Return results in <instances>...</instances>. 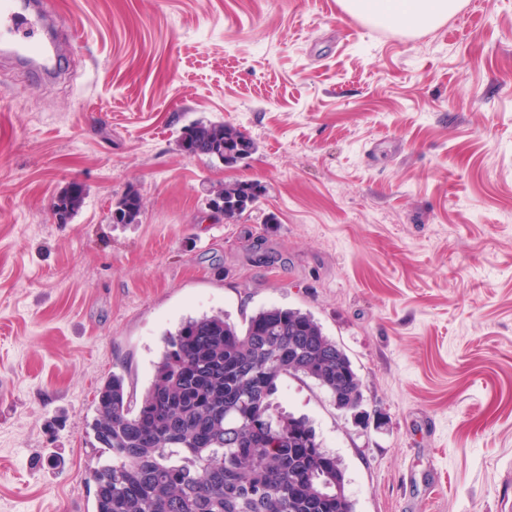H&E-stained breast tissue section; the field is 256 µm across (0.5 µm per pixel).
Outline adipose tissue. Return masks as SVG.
Masks as SVG:
<instances>
[{
    "label": "adipose tissue",
    "instance_id": "1",
    "mask_svg": "<svg viewBox=\"0 0 512 512\" xmlns=\"http://www.w3.org/2000/svg\"><path fill=\"white\" fill-rule=\"evenodd\" d=\"M346 13L368 21L416 32L442 25L464 0H342Z\"/></svg>",
    "mask_w": 512,
    "mask_h": 512
}]
</instances>
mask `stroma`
<instances>
[{"instance_id": "1", "label": "stroma", "mask_w": 512, "mask_h": 512, "mask_svg": "<svg viewBox=\"0 0 512 512\" xmlns=\"http://www.w3.org/2000/svg\"><path fill=\"white\" fill-rule=\"evenodd\" d=\"M46 5L60 76L0 61V512H92L100 384L142 392L184 317L271 305L363 378L359 418L282 383L356 512H512V0L416 35L339 0ZM201 121L256 153L188 155ZM235 180L264 192L212 220ZM130 190L138 223H112ZM85 200V192L80 184H70L57 195L52 203V210L60 218H68L77 213Z\"/></svg>"}]
</instances>
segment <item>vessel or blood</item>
Here are the masks:
<instances>
[{"mask_svg":"<svg viewBox=\"0 0 512 512\" xmlns=\"http://www.w3.org/2000/svg\"><path fill=\"white\" fill-rule=\"evenodd\" d=\"M53 18L43 0H0V56L41 78L56 74L58 53L50 35Z\"/></svg>","mask_w":512,"mask_h":512,"instance_id":"1","label":"vessel or blood"}]
</instances>
